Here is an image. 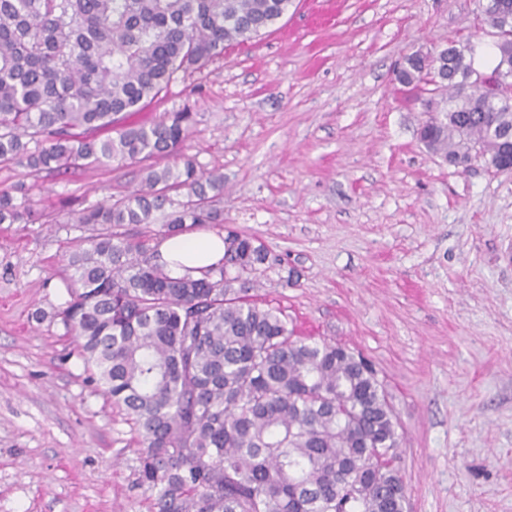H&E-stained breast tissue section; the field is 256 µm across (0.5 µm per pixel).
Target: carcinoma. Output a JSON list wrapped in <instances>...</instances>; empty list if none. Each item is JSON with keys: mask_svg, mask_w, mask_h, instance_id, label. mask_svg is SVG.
<instances>
[{"mask_svg": "<svg viewBox=\"0 0 512 512\" xmlns=\"http://www.w3.org/2000/svg\"><path fill=\"white\" fill-rule=\"evenodd\" d=\"M512 30V0H491ZM291 0H0V165L52 173L141 163V188L77 213L97 230L69 254L73 285L56 312L93 380L137 426L136 483L154 512H404L398 422L375 367L347 347L295 336L280 310L249 299L268 259L227 232L224 258L199 278L174 276L145 239L115 231L167 213L163 235L218 224L224 174L179 154L193 121L173 112L128 121L179 70L277 23ZM433 69L445 106L423 101L420 139L450 164L512 158V109L469 78L451 48ZM403 89L428 84L423 58L395 71ZM105 132L100 138L95 132ZM29 139L35 148H28ZM172 155L160 167L152 160ZM31 210L0 191V224Z\"/></svg>", "mask_w": 512, "mask_h": 512, "instance_id": "carcinoma-1", "label": "carcinoma"}]
</instances>
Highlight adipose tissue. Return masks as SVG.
Instances as JSON below:
<instances>
[{"label": "adipose tissue", "instance_id": "ef3b65f1", "mask_svg": "<svg viewBox=\"0 0 512 512\" xmlns=\"http://www.w3.org/2000/svg\"><path fill=\"white\" fill-rule=\"evenodd\" d=\"M173 274L200 277L224 255V237L208 230H193L164 238L158 247Z\"/></svg>", "mask_w": 512, "mask_h": 512}]
</instances>
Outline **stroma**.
Listing matches in <instances>:
<instances>
[{
	"label": "stroma",
	"mask_w": 512,
	"mask_h": 512,
	"mask_svg": "<svg viewBox=\"0 0 512 512\" xmlns=\"http://www.w3.org/2000/svg\"><path fill=\"white\" fill-rule=\"evenodd\" d=\"M478 0H293L269 31L178 72L135 116L194 117L186 152L224 175L212 206L269 258L251 298L296 334L361 353L395 409L405 512H512V173L420 140L404 56L494 53ZM139 166H0L50 216L0 224V512H152L138 434L56 311L74 212L139 188Z\"/></svg>",
	"instance_id": "stroma-1"
}]
</instances>
